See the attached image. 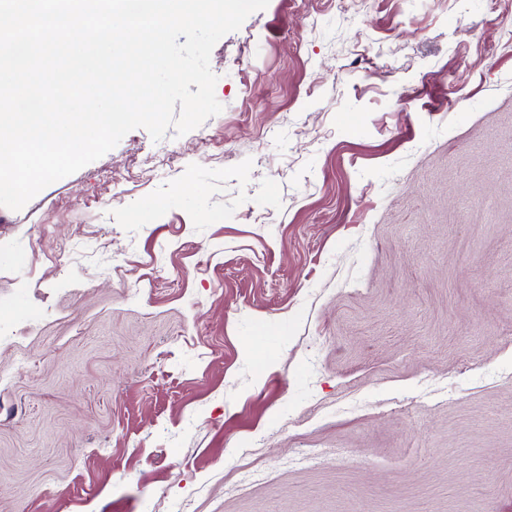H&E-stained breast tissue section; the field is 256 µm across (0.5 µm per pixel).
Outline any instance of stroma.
<instances>
[{
    "instance_id": "1",
    "label": "stroma",
    "mask_w": 512,
    "mask_h": 512,
    "mask_svg": "<svg viewBox=\"0 0 512 512\" xmlns=\"http://www.w3.org/2000/svg\"><path fill=\"white\" fill-rule=\"evenodd\" d=\"M510 28L269 0L0 206V512H512Z\"/></svg>"
}]
</instances>
